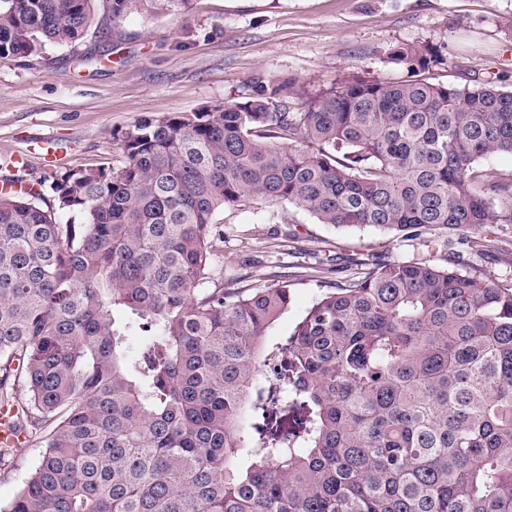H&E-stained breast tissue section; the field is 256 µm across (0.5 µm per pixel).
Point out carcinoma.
Masks as SVG:
<instances>
[{
    "mask_svg": "<svg viewBox=\"0 0 512 512\" xmlns=\"http://www.w3.org/2000/svg\"><path fill=\"white\" fill-rule=\"evenodd\" d=\"M92 2L0 0V58L82 39ZM389 59L417 78L351 75L300 112L256 81L243 102L127 127L120 168L0 177V406L44 448L0 512H512L511 284L456 253L349 257L268 344L288 286L212 277L216 214L258 198L404 241L512 224V174L482 164L512 154V90L431 81L433 47ZM134 328L155 334L137 358ZM275 362L295 402L259 406Z\"/></svg>",
    "mask_w": 512,
    "mask_h": 512,
    "instance_id": "carcinoma-1",
    "label": "carcinoma"
}]
</instances>
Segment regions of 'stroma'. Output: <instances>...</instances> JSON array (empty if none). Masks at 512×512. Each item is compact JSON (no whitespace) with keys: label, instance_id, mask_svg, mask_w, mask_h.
Listing matches in <instances>:
<instances>
[{"label":"stroma","instance_id":"stroma-1","mask_svg":"<svg viewBox=\"0 0 512 512\" xmlns=\"http://www.w3.org/2000/svg\"><path fill=\"white\" fill-rule=\"evenodd\" d=\"M95 22L75 45L0 58V160L21 161L27 180L121 167L119 130L245 100L256 78L295 80L294 112L306 95L352 73L409 79L406 66L388 61L403 44L439 51L435 82L464 87L497 77L512 89V0H192L179 16L108 22L99 15ZM216 221L224 242L213 263L225 280L290 290L287 311L269 331L273 342L286 340L326 290L316 273L325 253L447 263L445 250L423 241L374 227L335 228L286 202L257 199ZM450 239L464 256L463 273L512 282V224ZM40 453L29 438L0 461V504L14 498Z\"/></svg>","mask_w":512,"mask_h":512}]
</instances>
